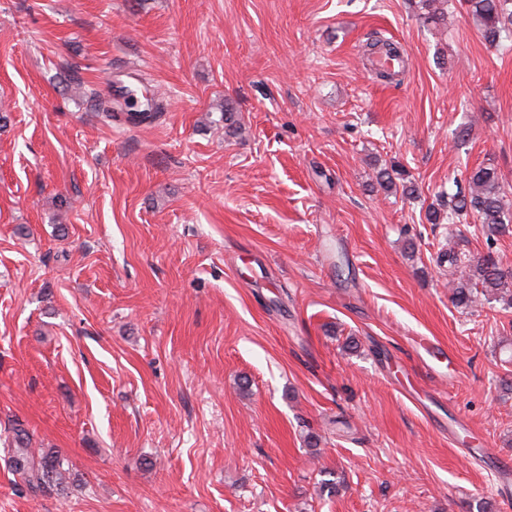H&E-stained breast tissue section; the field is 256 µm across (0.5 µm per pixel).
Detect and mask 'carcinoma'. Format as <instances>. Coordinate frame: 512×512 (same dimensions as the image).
I'll use <instances>...</instances> for the list:
<instances>
[{"instance_id": "1", "label": "carcinoma", "mask_w": 512, "mask_h": 512, "mask_svg": "<svg viewBox=\"0 0 512 512\" xmlns=\"http://www.w3.org/2000/svg\"><path fill=\"white\" fill-rule=\"evenodd\" d=\"M467 3L483 39L492 45L499 44L502 34L512 25L509 0H467ZM399 181L404 191H414V186L407 184L405 171L393 167L379 172V185L385 189L397 187ZM466 182L467 189L459 188L448 196V214L443 216L430 208L428 222L452 225L461 217L471 215L489 239L511 232L512 210L503 203L497 169L479 166L467 174ZM448 263L462 267L465 273V278L453 291L456 305L468 308L482 297L486 301H501L505 308L512 309V294L509 293L512 267L503 266L489 253L458 254L452 250L448 251ZM12 445L10 467L24 479L32 493L63 489L69 472L65 458L54 452L37 455L35 449L29 447L26 430L17 425L12 427Z\"/></svg>"}]
</instances>
